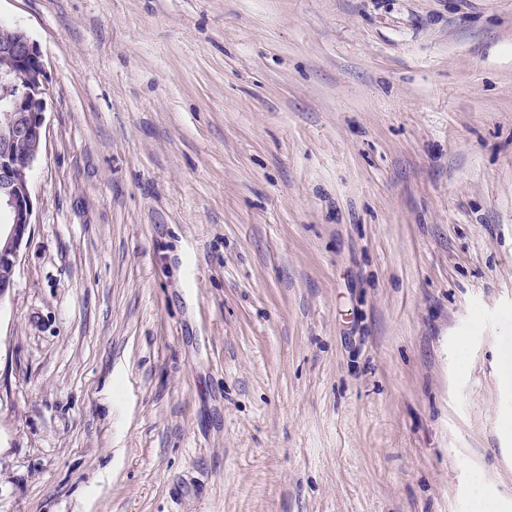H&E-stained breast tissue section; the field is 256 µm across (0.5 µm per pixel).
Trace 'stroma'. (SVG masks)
<instances>
[{"label":"stroma","mask_w":512,"mask_h":512,"mask_svg":"<svg viewBox=\"0 0 512 512\" xmlns=\"http://www.w3.org/2000/svg\"><path fill=\"white\" fill-rule=\"evenodd\" d=\"M48 94L0 512H512V0H0Z\"/></svg>","instance_id":"35a3bbf8"}]
</instances>
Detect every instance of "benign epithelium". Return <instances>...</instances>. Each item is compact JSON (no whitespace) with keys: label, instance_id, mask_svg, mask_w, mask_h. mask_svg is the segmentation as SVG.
I'll return each instance as SVG.
<instances>
[{"label":"benign epithelium","instance_id":"7a95c632","mask_svg":"<svg viewBox=\"0 0 512 512\" xmlns=\"http://www.w3.org/2000/svg\"><path fill=\"white\" fill-rule=\"evenodd\" d=\"M14 61L13 70L0 76V303L15 287L16 267L33 218L30 175L47 140L46 71L37 45L18 25L0 23V57ZM18 141L30 146L26 167L13 163Z\"/></svg>","mask_w":512,"mask_h":512}]
</instances>
